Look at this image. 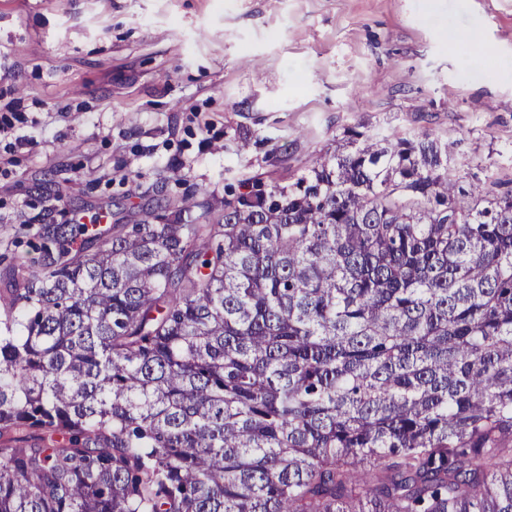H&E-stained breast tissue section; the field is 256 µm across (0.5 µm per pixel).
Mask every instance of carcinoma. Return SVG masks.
I'll list each match as a JSON object with an SVG mask.
<instances>
[{
	"label": "carcinoma",
	"mask_w": 512,
	"mask_h": 512,
	"mask_svg": "<svg viewBox=\"0 0 512 512\" xmlns=\"http://www.w3.org/2000/svg\"><path fill=\"white\" fill-rule=\"evenodd\" d=\"M0 288V512H512V186L349 128Z\"/></svg>",
	"instance_id": "carcinoma-1"
}]
</instances>
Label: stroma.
I'll return each instance as SVG.
<instances>
[{"label":"stroma","mask_w":512,"mask_h":512,"mask_svg":"<svg viewBox=\"0 0 512 512\" xmlns=\"http://www.w3.org/2000/svg\"><path fill=\"white\" fill-rule=\"evenodd\" d=\"M0 276L42 225L285 186L345 129L512 180V0H0Z\"/></svg>","instance_id":"stroma-1"}]
</instances>
